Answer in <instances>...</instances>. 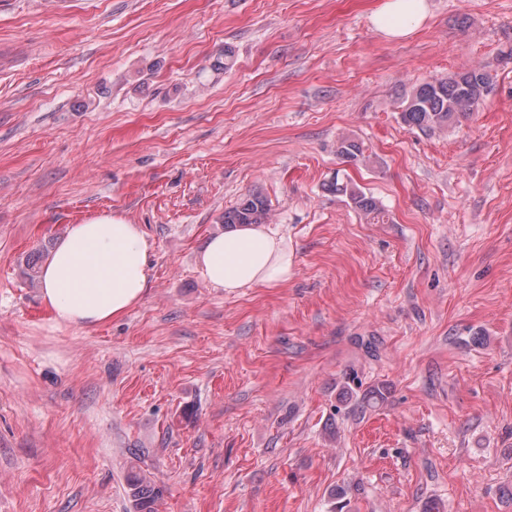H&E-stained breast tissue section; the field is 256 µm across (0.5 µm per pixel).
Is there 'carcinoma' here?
<instances>
[{
	"label": "carcinoma",
	"instance_id": "1",
	"mask_svg": "<svg viewBox=\"0 0 512 512\" xmlns=\"http://www.w3.org/2000/svg\"><path fill=\"white\" fill-rule=\"evenodd\" d=\"M492 91L493 79L487 71L482 68L468 69L416 86L402 102L400 118L406 126L423 132L442 130L480 111ZM336 153L346 163L356 164L364 159L361 143L353 139L341 140ZM324 187L328 192L346 198L349 204L366 215L377 216L381 213L373 196L338 173ZM268 211L269 204L265 197L250 194L224 212V223L261 224L267 218ZM384 398V389L372 388L361 394L357 406L364 410ZM127 484L134 512H158V503L163 497L161 487L134 469L127 475Z\"/></svg>",
	"mask_w": 512,
	"mask_h": 512
}]
</instances>
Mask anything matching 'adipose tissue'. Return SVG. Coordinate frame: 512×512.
Segmentation results:
<instances>
[{
	"label": "adipose tissue",
	"instance_id": "ef3b65f1",
	"mask_svg": "<svg viewBox=\"0 0 512 512\" xmlns=\"http://www.w3.org/2000/svg\"><path fill=\"white\" fill-rule=\"evenodd\" d=\"M426 15V0H385L371 21L386 37L399 39ZM148 249L141 225L115 214L70 225L39 275L55 324L90 328L123 318L147 293ZM197 265L205 282L232 294L286 284L294 252L269 225L239 224L208 239Z\"/></svg>",
	"mask_w": 512,
	"mask_h": 512
}]
</instances>
